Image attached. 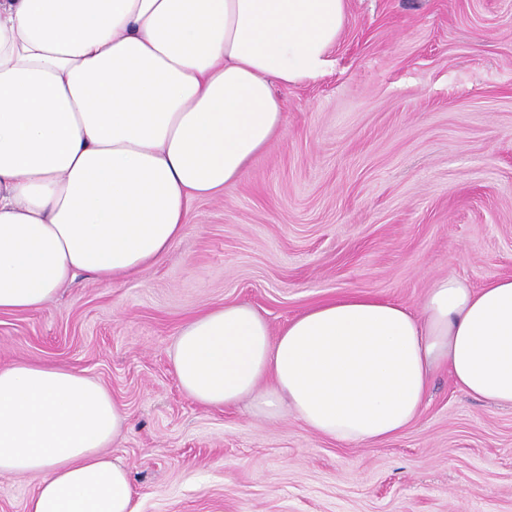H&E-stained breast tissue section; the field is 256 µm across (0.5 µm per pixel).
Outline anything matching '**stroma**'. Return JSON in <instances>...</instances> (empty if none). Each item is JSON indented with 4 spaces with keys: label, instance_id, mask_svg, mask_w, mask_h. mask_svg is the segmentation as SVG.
Segmentation results:
<instances>
[{
    "label": "stroma",
    "instance_id": "stroma-1",
    "mask_svg": "<svg viewBox=\"0 0 512 512\" xmlns=\"http://www.w3.org/2000/svg\"><path fill=\"white\" fill-rule=\"evenodd\" d=\"M332 67L278 88L283 131L128 281L88 277L0 314V366L86 371L129 418L110 453L139 512H512V409L436 372L419 418L341 444L248 405L206 408L170 351L191 316L245 304L272 332L319 300L420 310L430 282L512 276V0H350Z\"/></svg>",
    "mask_w": 512,
    "mask_h": 512
}]
</instances>
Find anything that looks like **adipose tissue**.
Masks as SVG:
<instances>
[{
	"instance_id": "obj_1",
	"label": "adipose tissue",
	"mask_w": 512,
	"mask_h": 512,
	"mask_svg": "<svg viewBox=\"0 0 512 512\" xmlns=\"http://www.w3.org/2000/svg\"><path fill=\"white\" fill-rule=\"evenodd\" d=\"M348 0H0V314L43 309L78 274L114 285L185 234L192 200L235 186L283 127L277 87L330 66ZM179 384L251 400L339 443L387 441L433 375L512 408V278L433 279L421 313L363 293L279 335L251 307L187 320ZM128 419L84 371L0 367V474L37 478L24 512H138L107 449Z\"/></svg>"
}]
</instances>
